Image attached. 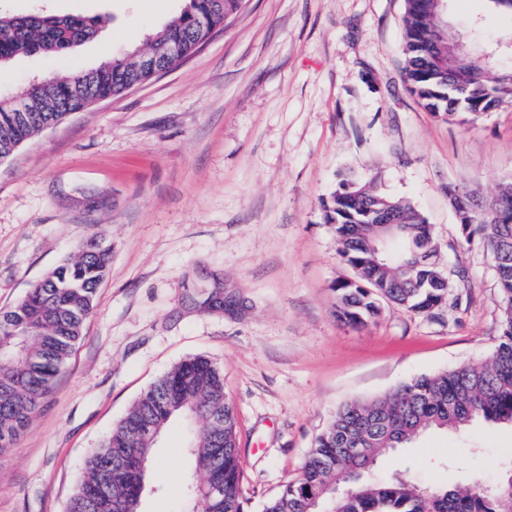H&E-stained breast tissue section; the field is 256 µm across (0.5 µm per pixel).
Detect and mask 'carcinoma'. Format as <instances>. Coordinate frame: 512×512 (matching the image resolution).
<instances>
[{"instance_id":"carcinoma-1","label":"carcinoma","mask_w":512,"mask_h":512,"mask_svg":"<svg viewBox=\"0 0 512 512\" xmlns=\"http://www.w3.org/2000/svg\"><path fill=\"white\" fill-rule=\"evenodd\" d=\"M241 7L242 0H188L153 36L152 51L177 39L192 50L195 12H210L215 31ZM441 12L435 0H406L404 82L435 114L475 124L491 109L512 102V69L489 59L477 64L464 50L445 47ZM103 25L100 17L0 14V65L20 53L69 50L94 38ZM149 79L141 56H115L88 71L26 85L15 98L29 101V112L12 111L11 99L0 97V161L70 113ZM380 209L392 211L407 227L386 247L371 225ZM322 215L334 227L340 259L353 271L334 284L336 316L347 324L366 325L379 314L382 300L431 316L452 292L467 286L464 270L451 276L438 266L425 217L409 202L385 194L375 179L363 185L341 180L322 201ZM460 233L466 244L479 239L494 261L503 315L491 356L413 378L381 397L345 403L317 437L300 478L268 501L264 512H512L508 480L488 486L476 478L464 490L424 487L408 475L383 483L363 480L383 452L430 430L458 429L476 419L512 423V182L482 197L481 209L460 225ZM110 264L111 248L91 239L74 258L31 284L13 306L0 310L1 451L15 444L51 394ZM214 416L224 419L222 443L205 431ZM175 417L183 418L187 429L190 499L201 512H245L235 409L224 396L223 372L200 355L158 378L87 456L66 512H139L146 478L138 460L143 453L152 455L156 444L149 426L162 431ZM363 432V456L346 455V440ZM338 483L346 490L333 498L329 489Z\"/></svg>"}]
</instances>
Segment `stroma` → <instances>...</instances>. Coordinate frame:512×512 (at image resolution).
Returning <instances> with one entry per match:
<instances>
[{
    "label": "stroma",
    "mask_w": 512,
    "mask_h": 512,
    "mask_svg": "<svg viewBox=\"0 0 512 512\" xmlns=\"http://www.w3.org/2000/svg\"><path fill=\"white\" fill-rule=\"evenodd\" d=\"M185 0H0V12L102 16L63 53L24 54L0 95L36 77L149 50ZM405 0H247L173 70L70 115L0 161V309L91 238L112 247L92 313L45 406L0 451V512H64L86 456L150 384L203 355L236 411L246 512L296 480L346 402L486 360L502 316L494 263L459 242L448 188L512 181V105L477 124L430 112L403 82ZM461 39L512 68V13L448 0ZM378 178L432 227L443 269H467L434 316L386 303L368 326L337 320L351 270L321 202L339 176ZM221 285L223 308L193 297ZM512 425L474 421L378 457L399 474L466 487L511 473ZM181 422L158 438L142 512H185Z\"/></svg>",
    "instance_id": "35a3bbf8"
}]
</instances>
